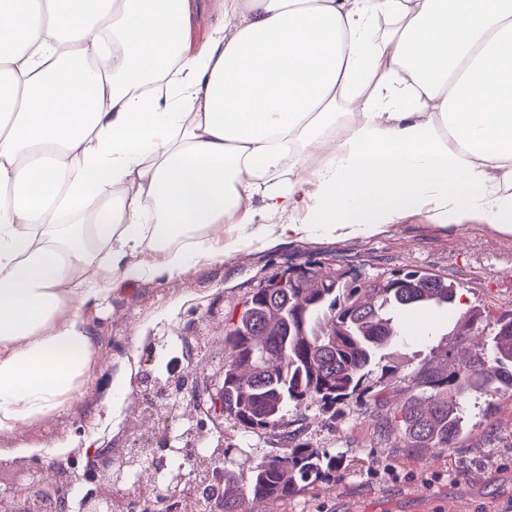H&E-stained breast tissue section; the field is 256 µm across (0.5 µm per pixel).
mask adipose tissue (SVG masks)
Masks as SVG:
<instances>
[{"label": "adipose tissue", "instance_id": "ef3b65f1", "mask_svg": "<svg viewBox=\"0 0 512 512\" xmlns=\"http://www.w3.org/2000/svg\"><path fill=\"white\" fill-rule=\"evenodd\" d=\"M0 0V435L90 378L79 305L410 215L512 234V0ZM391 30L378 37L380 21ZM192 7L195 13L193 33L198 40L205 37L210 24L218 14L220 4L218 0H193Z\"/></svg>", "mask_w": 512, "mask_h": 512}]
</instances>
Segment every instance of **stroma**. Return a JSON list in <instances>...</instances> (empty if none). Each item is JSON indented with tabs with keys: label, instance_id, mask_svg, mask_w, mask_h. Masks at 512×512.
<instances>
[{
	"label": "stroma",
	"instance_id": "35a3bbf8",
	"mask_svg": "<svg viewBox=\"0 0 512 512\" xmlns=\"http://www.w3.org/2000/svg\"><path fill=\"white\" fill-rule=\"evenodd\" d=\"M342 273L358 271L370 279L419 270L448 280L457 288L455 311L431 306L426 328L401 316L404 330L386 348L387 364L407 374L422 364L444 367L445 353L459 351L467 337L512 313V235L500 234L474 220L455 228L412 215L388 233L370 239L292 242L272 248L250 247L222 263L198 265L179 281H141L109 304H84L81 312L96 344L92 378L61 416L25 424L0 437V487L33 480L30 457L57 459L55 445L66 439L82 445L94 436V448L80 454L79 465L96 459L101 448L127 449L161 431L158 421H145L138 409L143 398L139 372L145 362L168 369L177 362L187 374V349L197 367L220 373L229 350L224 331L245 300L272 279L297 269ZM477 322H469L470 313ZM169 336L171 348L149 350L150 340ZM129 371L127 395L109 424L96 416L105 410L113 377ZM466 392L463 417L466 438L453 448H396L376 432V414L351 403L329 418L312 406L289 413L286 427L255 432L225 418L223 468L247 475L260 457L285 447L297 434L313 447L335 452L342 462L333 487L306 489L286 501L252 504L251 512H506L512 506V391L495 400Z\"/></svg>",
	"mask_w": 512,
	"mask_h": 512
}]
</instances>
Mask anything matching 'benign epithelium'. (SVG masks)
<instances>
[{
	"mask_svg": "<svg viewBox=\"0 0 512 512\" xmlns=\"http://www.w3.org/2000/svg\"><path fill=\"white\" fill-rule=\"evenodd\" d=\"M189 376L170 378L156 385L151 374L143 372L148 395L138 409L152 417L181 425L178 431L166 428L130 448L119 464L112 462V449L104 448L98 460L77 471V460L49 466L52 477H39L26 484L0 489V512H179L188 500L200 493L211 502L221 498L224 485L222 448L198 450L200 437L209 423L224 418L223 380L193 372ZM179 448L185 453V466L168 467V453ZM152 473L146 481L136 482L131 496L120 494L128 475ZM90 486L76 502H70L69 487L74 483Z\"/></svg>",
	"mask_w": 512,
	"mask_h": 512,
	"instance_id": "obj_1",
	"label": "benign epithelium"
}]
</instances>
